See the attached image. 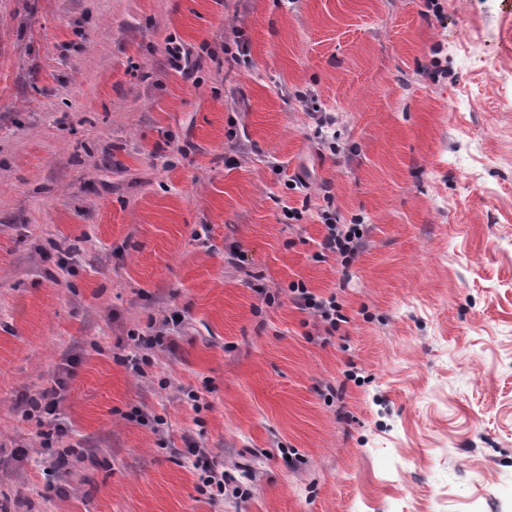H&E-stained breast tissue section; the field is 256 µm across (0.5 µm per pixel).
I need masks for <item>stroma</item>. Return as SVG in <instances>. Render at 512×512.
<instances>
[{
  "label": "stroma",
  "instance_id": "35a3bbf8",
  "mask_svg": "<svg viewBox=\"0 0 512 512\" xmlns=\"http://www.w3.org/2000/svg\"><path fill=\"white\" fill-rule=\"evenodd\" d=\"M0 512H512V0H0ZM323 219L327 234L320 243L321 257H326V253L329 252L348 259L362 250L364 229L360 219H356L354 224H334L328 214ZM357 231H360V235H357ZM293 298L304 310H308L319 317L322 322L329 325L328 331L336 330L337 321H340L338 305L335 296L318 297L311 293L303 283L297 282L290 286ZM65 385L66 382L63 378H57L55 380V386H52L51 389H46L42 392L39 400L36 399L32 401V411L45 414L55 420H60L56 417V411L60 401L59 390H63ZM192 455L196 457L193 466L199 469L201 484L197 489L201 495H207L210 499H218L224 496V472H218L209 462L199 448H194Z\"/></svg>",
  "mask_w": 512,
  "mask_h": 512
}]
</instances>
